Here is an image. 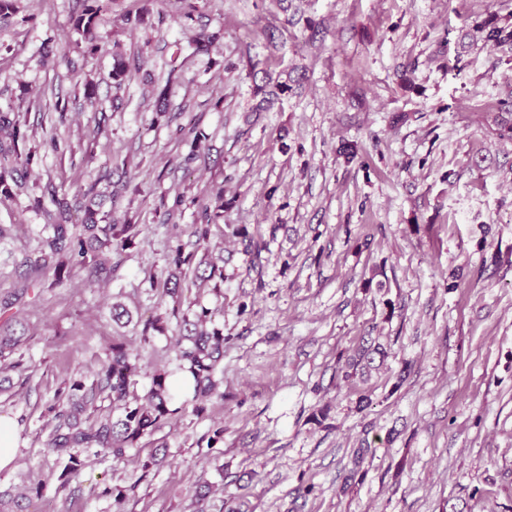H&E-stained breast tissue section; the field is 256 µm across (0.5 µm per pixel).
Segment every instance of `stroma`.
I'll list each match as a JSON object with an SVG mask.
<instances>
[{"instance_id": "obj_1", "label": "stroma", "mask_w": 512, "mask_h": 512, "mask_svg": "<svg viewBox=\"0 0 512 512\" xmlns=\"http://www.w3.org/2000/svg\"><path fill=\"white\" fill-rule=\"evenodd\" d=\"M195 2L185 29L180 0H116L91 58L71 28L77 0H20L0 21V113L27 112L42 142L0 196V290L43 235L47 185H96L103 210L142 227L106 280L78 269L15 306L29 379L11 373L0 395L17 440L0 493L28 491L26 512H194L207 481L221 490L205 512H227L232 494L245 512H512V140L489 119L512 98V44L481 32L512 29V0ZM127 12L143 14L138 29L122 28ZM200 28L216 37L206 54L187 44ZM117 46L139 58L119 90ZM36 99L67 109L41 115ZM108 173L140 195H112ZM216 185L207 257L223 258L224 280L207 262L182 287L187 316L209 309L229 338L223 397L62 483L46 422L67 376L91 372L116 336L141 350L138 394L177 369V321L148 280L168 274L156 210L180 192L175 223H196ZM116 303L129 322L113 320ZM152 316L166 331L144 347ZM367 339L387 358L347 376ZM163 444V466L143 470Z\"/></svg>"}]
</instances>
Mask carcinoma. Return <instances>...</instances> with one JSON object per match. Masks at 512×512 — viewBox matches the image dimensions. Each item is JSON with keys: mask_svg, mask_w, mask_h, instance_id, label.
I'll list each match as a JSON object with an SVG mask.
<instances>
[{"mask_svg": "<svg viewBox=\"0 0 512 512\" xmlns=\"http://www.w3.org/2000/svg\"><path fill=\"white\" fill-rule=\"evenodd\" d=\"M82 10L75 15L73 30L84 37L85 53L98 51L96 30L103 13L112 0H81ZM131 78V69L125 55L113 53L112 81L120 87ZM0 136L6 139L3 164L0 165V194L11 193V184L17 183L15 174L28 172L41 144L36 142V132L31 128L27 115L4 113L0 115ZM54 210L49 212L52 223L45 225L47 235L38 246L25 254L19 264L20 288L0 299V371L24 368L28 337L26 330L16 331L12 323L15 316L7 315L15 304L29 291L43 287V278L53 275V284L63 283V274L71 270L87 269L93 276L107 271L112 252L127 247L141 233L138 224H119L112 213L102 211L93 204L77 198L71 199L64 192L52 187L46 189ZM200 224L191 225L194 241L184 243L181 233L174 234L176 245L171 250L170 264L175 271L168 274L164 294L172 302L171 314L178 316L182 300V277L192 271L199 249L209 241L213 220L210 209L202 207ZM209 311L201 310L194 321L184 316L179 322L184 334L177 342L180 369H189L195 385L192 395L194 412H205L204 404L220 391L218 368L224 360L226 338L219 328H208ZM138 353L123 339H112V345L97 356V369L89 376L76 372L63 381L55 393L52 428L47 447L60 458L67 459L64 473L74 475L82 468L83 453L110 455L116 461L126 457L128 449L145 436L160 430L177 413L173 406L174 395L168 385V372L157 370L152 376L151 387L144 397L136 393ZM109 401L122 410L114 419L108 415L90 419L91 410L99 401Z\"/></svg>", "mask_w": 512, "mask_h": 512, "instance_id": "obj_1", "label": "carcinoma"}]
</instances>
